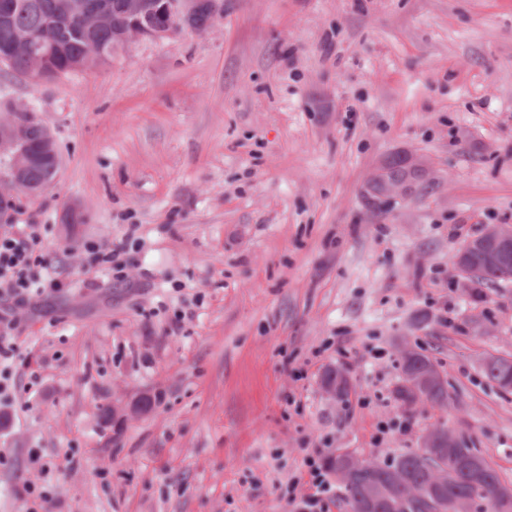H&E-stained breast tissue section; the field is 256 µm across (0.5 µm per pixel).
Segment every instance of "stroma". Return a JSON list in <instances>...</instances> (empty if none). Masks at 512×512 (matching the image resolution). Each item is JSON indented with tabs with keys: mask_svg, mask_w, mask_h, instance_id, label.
<instances>
[{
	"mask_svg": "<svg viewBox=\"0 0 512 512\" xmlns=\"http://www.w3.org/2000/svg\"><path fill=\"white\" fill-rule=\"evenodd\" d=\"M0 102L56 136L54 183L12 221L41 225L72 285L19 326L42 383L0 429V512L24 508L31 448L57 464L55 512H296L306 453L385 461L441 422L512 483V393L481 373L512 358V281L478 300L452 264L512 225V0H224L103 68H0ZM398 158L416 179L377 193ZM93 240L125 244L124 283ZM405 349L454 400L377 445Z\"/></svg>",
	"mask_w": 512,
	"mask_h": 512,
	"instance_id": "obj_1",
	"label": "stroma"
}]
</instances>
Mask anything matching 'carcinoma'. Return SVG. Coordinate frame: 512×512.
<instances>
[{"label": "carcinoma", "instance_id": "obj_1", "mask_svg": "<svg viewBox=\"0 0 512 512\" xmlns=\"http://www.w3.org/2000/svg\"><path fill=\"white\" fill-rule=\"evenodd\" d=\"M136 2L147 13L152 23L162 26L166 23L163 15L153 11L154 0H110L112 2V23L92 30L81 29L77 14L68 10L70 0H17V7L10 27L0 26V49L14 41L18 35H30L37 39L53 35L50 65L63 74L79 65L86 58L89 49L97 51L99 66L112 62L114 50L122 45L121 34L125 25L127 5ZM45 127V121L38 110H33L26 119L29 146H35ZM57 172L48 166L35 164L26 168L25 180L42 190L51 186ZM461 273L472 277L477 284L504 282L512 279V268L505 271L486 263L480 253L471 255L469 266ZM432 365L431 358L424 353L402 362L401 382L397 396L407 407L427 404L440 409L448 408L453 396L448 381L442 379L430 386L408 385L418 380L426 367ZM483 376L501 392L512 391V360L496 358L484 362ZM380 475L403 470L408 481L390 491L392 504L381 506L378 512H448L451 498L470 499L478 512H492L489 494L491 489L504 483L499 471L489 462L482 451L471 445L464 433H459L457 445L447 448L437 457H427L423 449L394 456L382 463L371 462ZM346 504L350 512H357L363 501V488L359 483L343 485Z\"/></svg>", "mask_w": 512, "mask_h": 512}]
</instances>
